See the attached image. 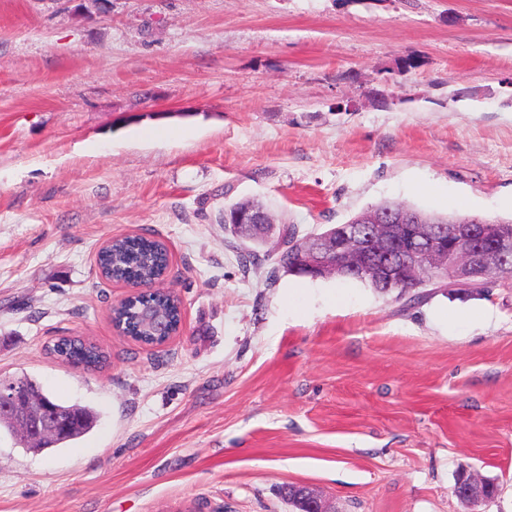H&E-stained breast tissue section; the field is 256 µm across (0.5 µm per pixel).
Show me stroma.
Here are the masks:
<instances>
[{
	"label": "stroma",
	"instance_id": "stroma-1",
	"mask_svg": "<svg viewBox=\"0 0 512 512\" xmlns=\"http://www.w3.org/2000/svg\"><path fill=\"white\" fill-rule=\"evenodd\" d=\"M298 236L384 201L512 217V0H0V375L94 410L0 434V512H512V288L394 299L274 268L224 209ZM164 242L183 328L116 331L110 238ZM89 338L70 368L44 347ZM248 206H259L258 204H254L253 202H239L232 205L229 208L224 209V224L225 227L228 226L230 231L235 235L250 241L255 245H261L266 242L265 238L272 234L274 228H269L266 230L264 234H261V228L257 225L250 227L251 233L248 236H244L239 232L238 224H273L271 217L269 214L256 209H247L242 213L237 215V222L232 224L231 216L237 211L241 210ZM50 349L57 359L73 368L81 366L84 371L102 369L108 362L106 353L99 346L79 339L57 337ZM15 380L22 381L33 396L38 397L48 408L57 412L61 417V424L63 425L51 438L37 446H31L25 438L19 434L17 425L11 419L1 418L0 431L2 432V430H4L10 435L19 436L23 445L29 447V450L42 452L48 448L61 447L69 441L76 440L86 435L94 427L97 416L92 409L79 405H66L56 401L46 395L41 387L27 375L1 376L0 387L2 386L4 388Z\"/></svg>",
	"mask_w": 512,
	"mask_h": 512
}]
</instances>
